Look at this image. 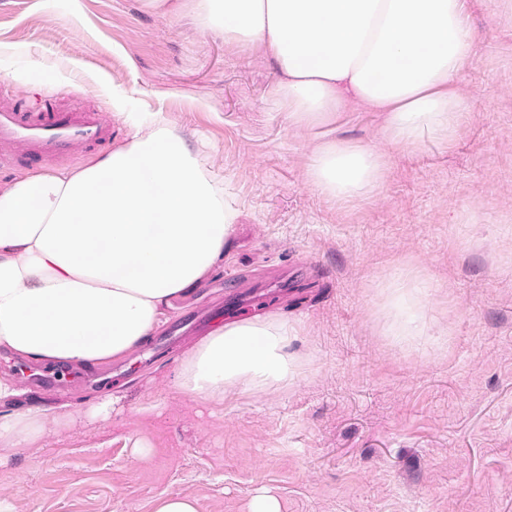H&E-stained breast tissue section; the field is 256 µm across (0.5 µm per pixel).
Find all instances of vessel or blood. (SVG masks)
<instances>
[{
  "label": "vessel or blood",
  "instance_id": "1",
  "mask_svg": "<svg viewBox=\"0 0 512 512\" xmlns=\"http://www.w3.org/2000/svg\"><path fill=\"white\" fill-rule=\"evenodd\" d=\"M112 125L79 99L62 106L47 100L35 112L21 109L7 83H0V165L46 164L109 143Z\"/></svg>",
  "mask_w": 512,
  "mask_h": 512
}]
</instances>
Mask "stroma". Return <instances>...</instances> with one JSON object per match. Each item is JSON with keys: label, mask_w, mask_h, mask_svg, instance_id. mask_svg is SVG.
Here are the masks:
<instances>
[{"label": "stroma", "mask_w": 512, "mask_h": 512, "mask_svg": "<svg viewBox=\"0 0 512 512\" xmlns=\"http://www.w3.org/2000/svg\"><path fill=\"white\" fill-rule=\"evenodd\" d=\"M465 4L471 115L453 145L386 147L381 189L339 205L306 179L322 131L289 125L262 50L142 0H0V81L23 106L78 96L117 145L124 113H148L223 180L233 244L178 316L293 333L287 384L261 392H183L188 344L124 356L104 386L61 370L64 392L22 389L46 417L0 447L11 512H154L168 494L249 512L262 490L281 512H512V0ZM381 122L357 109L335 134L376 145ZM395 281L424 300L422 335H399ZM109 393L110 418L87 419Z\"/></svg>", "instance_id": "35a3bbf8"}]
</instances>
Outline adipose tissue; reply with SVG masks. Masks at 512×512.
Instances as JSON below:
<instances>
[{"instance_id": "adipose-tissue-1", "label": "adipose tissue", "mask_w": 512, "mask_h": 512, "mask_svg": "<svg viewBox=\"0 0 512 512\" xmlns=\"http://www.w3.org/2000/svg\"><path fill=\"white\" fill-rule=\"evenodd\" d=\"M191 12L225 43L266 50L276 102L296 128L334 125L352 106L382 113L384 143L415 150L452 142L469 116L458 86L473 54L464 0H143ZM131 139L77 170L0 187V348L53 365L88 366L152 336L176 298L224 257L235 212L224 189L170 127L126 115ZM384 152L322 141L308 182L339 203L375 193ZM286 324H225L183 363L178 384L201 399L287 380ZM44 412L0 415V446L19 448Z\"/></svg>"}]
</instances>
